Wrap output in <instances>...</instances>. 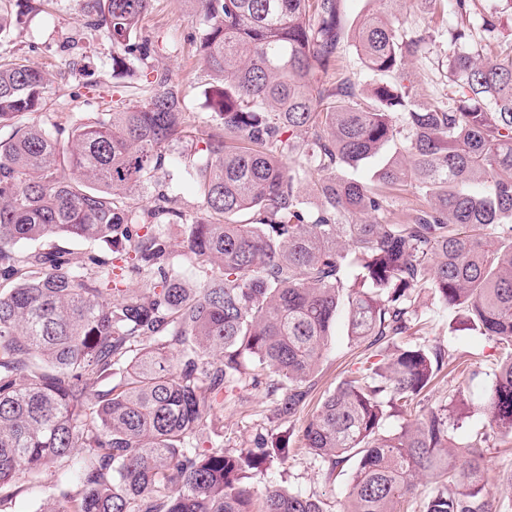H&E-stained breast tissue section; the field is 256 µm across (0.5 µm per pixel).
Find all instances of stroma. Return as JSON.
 Instances as JSON below:
<instances>
[{"label":"stroma","mask_w":512,"mask_h":512,"mask_svg":"<svg viewBox=\"0 0 512 512\" xmlns=\"http://www.w3.org/2000/svg\"><path fill=\"white\" fill-rule=\"evenodd\" d=\"M83 7L84 0H50L43 12L21 18L17 15V0H0V11L18 18L17 24L0 34V58H21L52 73L54 83L46 110L57 115L102 111L105 103L123 96L125 86L136 83L140 72L139 64L134 63L128 74L113 76L112 57L116 50L102 33L85 27ZM376 12L398 16L407 29L431 31L434 40L425 58L410 70L413 93L424 104L446 93L448 31L457 24L451 10L431 9L424 0H340L345 32H352L364 15ZM195 26L191 0H154L139 36L154 47L152 63L167 69L178 83L187 111L200 114L206 110L203 89L211 76L191 42ZM421 308L429 340L440 341L457 361L479 367L477 375L463 380L454 373H440L420 397L422 406L437 407L448 404L454 395H461L463 415L455 440L463 445L488 425L483 404L492 383L489 370L500 361L501 352L488 337L456 330L455 313L436 299L424 298ZM371 358L370 351L348 338L344 322H337L310 396L309 410H316L323 394L333 390L348 371ZM270 408L261 393L242 392L238 400L225 404L204 436L223 443L228 452L249 447L261 435L289 436V458L273 465L269 476L253 479L255 493H262L272 481L320 500L325 512H341L349 490L351 465L327 475L301 446L303 417L275 422L270 418Z\"/></svg>","instance_id":"obj_1"}]
</instances>
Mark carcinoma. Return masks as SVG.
<instances>
[{"label":"carcinoma","mask_w":512,"mask_h":512,"mask_svg":"<svg viewBox=\"0 0 512 512\" xmlns=\"http://www.w3.org/2000/svg\"><path fill=\"white\" fill-rule=\"evenodd\" d=\"M88 2L86 27L121 50L114 71L151 57V0ZM196 2L194 42L217 79L202 116L150 65L141 99L48 122L47 75L0 62V505L55 464L41 512H325L276 484L254 497L250 479L288 458V438L226 452L201 436L244 388L279 422L302 412L343 308L380 360L326 394L301 435L328 473L353 463L343 512H404L434 474L422 512H504L484 477L490 436L459 450L453 403L384 429L449 364L438 342L397 344L423 330L427 294L505 351L484 412L512 434V42L505 62L483 55L498 17H481L478 46L473 0H450L448 97L425 106L407 66L429 36L367 18L353 47L393 81L365 107L356 77L329 74L339 0ZM172 166L197 211L163 188ZM367 166V180L344 174ZM404 185L424 204L398 213L390 191ZM151 186L149 205L131 203ZM172 229L193 284L171 263ZM53 237L124 247L76 265L41 245ZM93 380L107 386L92 394Z\"/></svg>","instance_id":"carcinoma-1"}]
</instances>
